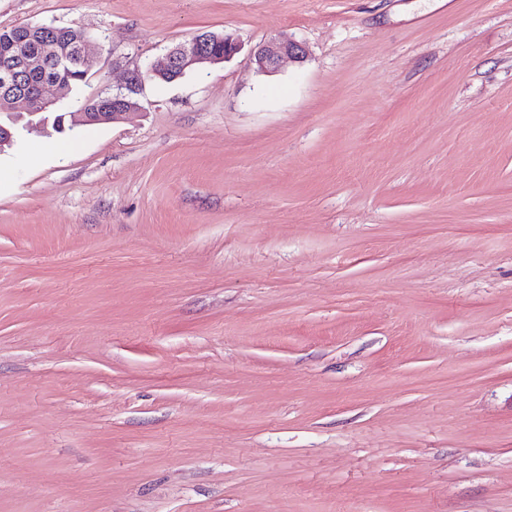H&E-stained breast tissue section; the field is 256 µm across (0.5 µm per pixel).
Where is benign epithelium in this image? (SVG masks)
<instances>
[{
  "label": "benign epithelium",
  "mask_w": 512,
  "mask_h": 512,
  "mask_svg": "<svg viewBox=\"0 0 512 512\" xmlns=\"http://www.w3.org/2000/svg\"><path fill=\"white\" fill-rule=\"evenodd\" d=\"M207 40V36H195L177 44L146 67L136 66L127 70L125 87L112 94V104L99 103L95 112H79L75 116V122L95 125L120 120L126 114L139 109L136 95L146 82L164 80L174 73L180 78L193 67L224 63L239 50L238 44L226 37L224 51L208 52L204 49V42ZM31 45L34 47V57L49 63L53 75L41 78L36 93L31 95L19 87L16 81L17 70H29V59L21 56L3 59L0 63V106L17 108V111L10 115L13 122L21 113L33 117L53 105L54 101L47 98L46 90L50 87L67 88V81L63 79L62 74L69 66H78L87 75L94 66V61L87 52V39L84 37L78 39L77 45L71 50L62 48L58 40L45 36L32 40ZM284 58L296 62L304 61L305 49L302 43L274 38L257 46L252 52L251 60L259 72L270 73Z\"/></svg>",
  "instance_id": "benign-epithelium-1"
}]
</instances>
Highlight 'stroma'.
<instances>
[{
    "mask_svg": "<svg viewBox=\"0 0 512 512\" xmlns=\"http://www.w3.org/2000/svg\"><path fill=\"white\" fill-rule=\"evenodd\" d=\"M19 23L87 32L84 97L241 50L0 152V512H512V0ZM205 41L211 40L208 36H194L177 44L161 58L149 63L144 69L139 66L128 69L125 78V91L120 90L112 93V106L99 103L96 105L97 111L90 112L94 103H89L87 98L79 97H76L70 108L64 112H54L55 108L52 106L47 112L57 113L53 119L54 128L58 132H63L65 122H68V130H73L77 126L73 123V120H75V123L94 125L120 120L126 114L139 109L136 95L146 82L168 79L175 71L178 74L173 79H178L193 67L224 63L239 50L238 44L225 37V35L223 40L224 52H207L203 48ZM74 112H77V115L73 119ZM251 56L252 63L259 72L271 73L284 58L303 62L305 59V49L302 43L298 41L274 38L258 45L253 50Z\"/></svg>",
    "mask_w": 512,
    "mask_h": 512,
    "instance_id": "stroma-1",
    "label": "stroma"
}]
</instances>
